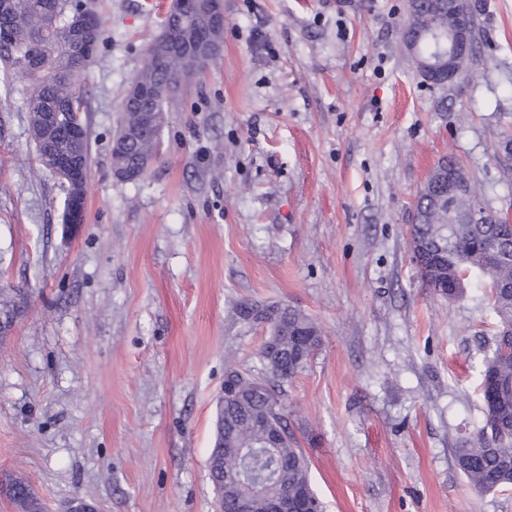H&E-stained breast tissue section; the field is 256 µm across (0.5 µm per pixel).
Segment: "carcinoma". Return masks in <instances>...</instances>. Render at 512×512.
Returning <instances> with one entry per match:
<instances>
[{"instance_id":"obj_1","label":"carcinoma","mask_w":512,"mask_h":512,"mask_svg":"<svg viewBox=\"0 0 512 512\" xmlns=\"http://www.w3.org/2000/svg\"><path fill=\"white\" fill-rule=\"evenodd\" d=\"M430 5L425 0H408V16L419 15L421 24L433 21L428 15ZM85 16L100 31L96 16L84 10L80 0H11L0 9V32L9 38L0 40V69L5 79L27 83L29 131L34 138L40 163L51 170L55 157L64 152L78 151L90 160L88 133L80 118L81 105L74 88L94 55L75 56L70 44V28L76 17ZM178 36L185 42L210 40L223 42L219 28L201 29L187 24L179 27ZM167 62L164 43L157 40L148 50L146 64L130 87L146 86L153 97L139 104L131 103V91L122 101L119 125H132L138 112H167L176 94L167 90ZM55 104L60 120L48 136L41 137L38 128L41 113ZM82 132L75 142L70 133ZM160 139L150 137L133 141L128 149V162L138 166L157 158ZM503 233L501 224H451L448 212L424 210L421 224L410 227L409 248L442 251V262L436 264L428 277H420L425 287L445 295L446 284L456 281L459 270L465 272L463 283L487 281L491 285L489 304L498 319L493 347L481 362L480 394L483 421L463 445L455 449L456 469L477 493L512 490V335L503 332L512 328V254L502 261L485 266L478 255ZM267 323L268 339L260 348L263 373L256 375L235 365L225 367L224 376L238 387L234 399L218 406V429L224 430V447L214 448L208 458L210 480L223 512H236L237 500L243 494L241 481L245 468H250V481L263 486L264 493L254 496L252 512H266L270 498L294 491H306L321 509L312 488L309 463L303 450L296 447L284 414V386L298 374L308 358L321 344L315 322L291 306L277 308ZM266 417L284 431L280 447L273 452L260 447L262 432L256 422ZM253 451L251 460H244L240 449ZM12 499L26 512H38L37 499L28 485L15 482Z\"/></svg>"}]
</instances>
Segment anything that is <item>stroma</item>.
<instances>
[{"instance_id":"stroma-1","label":"stroma","mask_w":512,"mask_h":512,"mask_svg":"<svg viewBox=\"0 0 512 512\" xmlns=\"http://www.w3.org/2000/svg\"><path fill=\"white\" fill-rule=\"evenodd\" d=\"M164 0H83L100 21L76 86L90 141L84 224L30 136L25 83H0V512H214L207 459L227 362L261 372L244 302L314 319L288 427L325 512H512L452 450L482 421L489 284L418 279L410 216L451 160L512 216V0H482L478 64L426 84L401 40L408 0H224V42L178 93L160 158L112 171L125 91ZM84 197V202L79 198H69L62 213V224L67 229H76L84 224L85 220V195L80 194Z\"/></svg>"}]
</instances>
